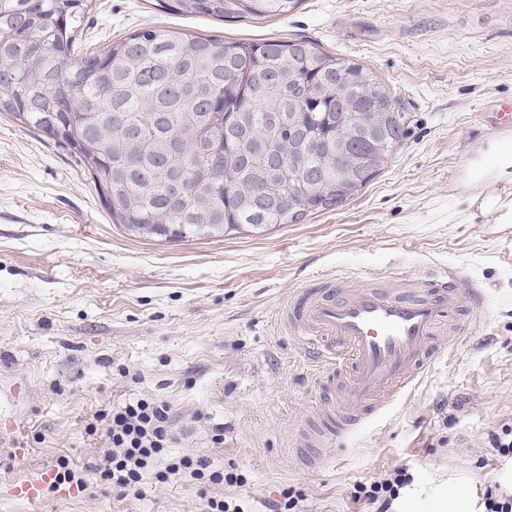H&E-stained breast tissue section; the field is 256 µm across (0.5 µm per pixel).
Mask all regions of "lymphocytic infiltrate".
Listing matches in <instances>:
<instances>
[{
    "label": "lymphocytic infiltrate",
    "mask_w": 512,
    "mask_h": 512,
    "mask_svg": "<svg viewBox=\"0 0 512 512\" xmlns=\"http://www.w3.org/2000/svg\"><path fill=\"white\" fill-rule=\"evenodd\" d=\"M100 427L105 428L110 447L95 472L120 494L139 492L144 475L150 472L161 483L188 479L203 486H231L243 481L241 475L213 469L206 457L170 456L168 448L174 439L170 407L157 398H133L110 413L96 414L86 430L92 434ZM411 482L407 469L396 468L355 485L353 498L374 507L375 512H390Z\"/></svg>",
    "instance_id": "f902f5d3"
}]
</instances>
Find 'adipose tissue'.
Here are the masks:
<instances>
[{
	"instance_id": "1",
	"label": "adipose tissue",
	"mask_w": 512,
	"mask_h": 512,
	"mask_svg": "<svg viewBox=\"0 0 512 512\" xmlns=\"http://www.w3.org/2000/svg\"><path fill=\"white\" fill-rule=\"evenodd\" d=\"M455 219L480 216L487 224H512V132L488 140L467 159Z\"/></svg>"
}]
</instances>
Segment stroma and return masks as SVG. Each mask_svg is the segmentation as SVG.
I'll use <instances>...</instances> for the list:
<instances>
[{
	"mask_svg": "<svg viewBox=\"0 0 512 512\" xmlns=\"http://www.w3.org/2000/svg\"><path fill=\"white\" fill-rule=\"evenodd\" d=\"M151 26L261 42L302 38L371 69L402 115L404 136L351 201L296 224L169 241L131 235L83 168L53 141L0 116V512H31L20 483L84 471L71 498L47 489L40 512H203L208 497L242 512H371L355 484L396 467L414 475L395 512H480L486 483L512 479L492 433L512 426V224H452L450 187L499 134L512 100V0H302L273 18L228 22L95 0L91 46ZM458 269L484 302L461 334L437 337L438 361L323 461L294 449L316 436L325 382L277 311L321 277L387 279ZM148 395L168 403L175 455L195 453L244 478L235 486L160 483L120 496L95 474L108 440L95 414ZM224 441H212L215 427Z\"/></svg>",
	"mask_w": 512,
	"mask_h": 512,
	"instance_id": "35a3bbf8",
	"label": "stroma"
}]
</instances>
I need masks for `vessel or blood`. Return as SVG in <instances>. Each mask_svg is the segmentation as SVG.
<instances>
[{
  "label": "vessel or blood",
  "instance_id": "1",
  "mask_svg": "<svg viewBox=\"0 0 512 512\" xmlns=\"http://www.w3.org/2000/svg\"><path fill=\"white\" fill-rule=\"evenodd\" d=\"M452 267L404 278L399 288L375 287L368 275L322 279L299 289L280 323L320 363L339 391L324 423L332 436L360 428L369 415L430 369L433 339L444 324L478 308L479 293L463 297ZM51 471L16 486V496L39 507Z\"/></svg>",
  "mask_w": 512,
  "mask_h": 512
}]
</instances>
